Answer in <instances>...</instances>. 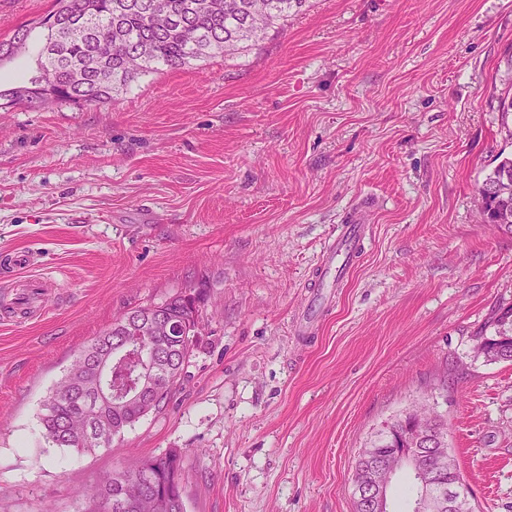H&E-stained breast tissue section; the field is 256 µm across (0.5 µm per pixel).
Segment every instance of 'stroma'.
Returning <instances> with one entry per match:
<instances>
[{
    "instance_id": "obj_1",
    "label": "stroma",
    "mask_w": 512,
    "mask_h": 512,
    "mask_svg": "<svg viewBox=\"0 0 512 512\" xmlns=\"http://www.w3.org/2000/svg\"><path fill=\"white\" fill-rule=\"evenodd\" d=\"M53 0H0V89L36 68ZM512 0H310L232 57L111 103L0 106V265L32 256L48 313L0 312V512H91L113 470L180 449L187 512H354L358 453L424 399L475 512H512V363L475 356L512 306V228L477 221L499 153ZM374 205L328 305L325 244ZM206 291L170 400L111 447H49L43 404L113 318Z\"/></svg>"
}]
</instances>
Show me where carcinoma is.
I'll return each mask as SVG.
<instances>
[{
    "label": "carcinoma",
    "mask_w": 512,
    "mask_h": 512,
    "mask_svg": "<svg viewBox=\"0 0 512 512\" xmlns=\"http://www.w3.org/2000/svg\"><path fill=\"white\" fill-rule=\"evenodd\" d=\"M269 7L263 24H248L253 0H55L46 19L55 28L87 13L101 17L98 29L82 41L64 44L55 67H37L27 83L0 91L11 104L39 107L49 101L101 105L136 79L161 66L181 68L216 55L233 56L280 32L288 17L309 0H263ZM146 55L142 67H126V57L138 50ZM507 89L498 101L500 132L512 141V49L504 55ZM479 222L509 223L512 227V156H499L478 187ZM205 292L186 288L160 303L172 324L171 336H139L124 324L126 316L85 346L76 356L71 374L64 376L43 404L45 437L55 448L91 452L105 448L122 431L145 417L150 401L137 396L139 373L154 360V350L166 354L175 372L198 348L200 339L185 342L181 330L203 318ZM474 352L490 362H512V307L493 314L476 336ZM109 357L110 366L97 375L92 361ZM412 413L426 417V432L448 429L435 407L421 403ZM375 461L385 464L394 451L384 432L374 441ZM183 454L172 448L112 471L91 493L92 512H186L182 487Z\"/></svg>",
    "instance_id": "1"
}]
</instances>
